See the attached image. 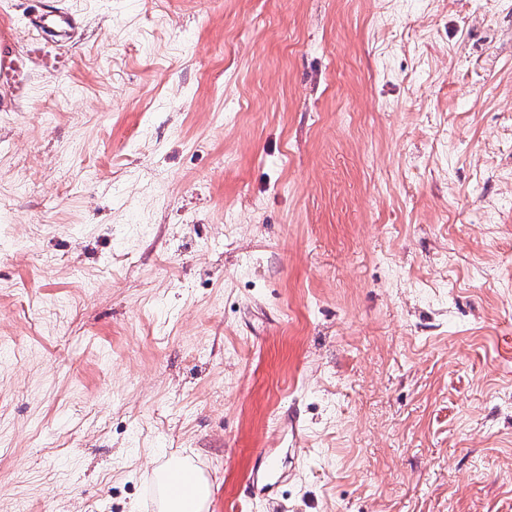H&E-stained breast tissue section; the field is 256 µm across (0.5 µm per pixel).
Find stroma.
Returning a JSON list of instances; mask_svg holds the SVG:
<instances>
[{"instance_id":"1","label":"stroma","mask_w":512,"mask_h":512,"mask_svg":"<svg viewBox=\"0 0 512 512\" xmlns=\"http://www.w3.org/2000/svg\"><path fill=\"white\" fill-rule=\"evenodd\" d=\"M2 25L0 512H512V0ZM32 27L40 33L54 32L56 36L68 38L77 28L78 20L64 8L56 7L32 19ZM172 464H186L187 466L178 468V478L174 485L175 494L172 493L168 505V512H185L183 508V497L188 496L193 503L191 512H203L207 509V503L210 496V487L206 477L202 473L195 471L187 463V459L180 455H172L164 467ZM183 494V495H182Z\"/></svg>"}]
</instances>
